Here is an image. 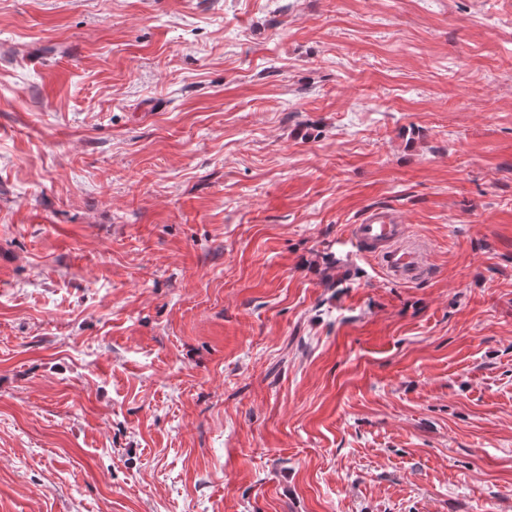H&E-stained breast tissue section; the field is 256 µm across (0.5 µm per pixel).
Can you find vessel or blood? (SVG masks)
Returning a JSON list of instances; mask_svg holds the SVG:
<instances>
[{
	"instance_id": "1",
	"label": "vessel or blood",
	"mask_w": 512,
	"mask_h": 512,
	"mask_svg": "<svg viewBox=\"0 0 512 512\" xmlns=\"http://www.w3.org/2000/svg\"><path fill=\"white\" fill-rule=\"evenodd\" d=\"M353 244L378 261L383 271L401 282H413L427 272L426 250L407 225L397 223L381 211L369 213L353 225Z\"/></svg>"
}]
</instances>
